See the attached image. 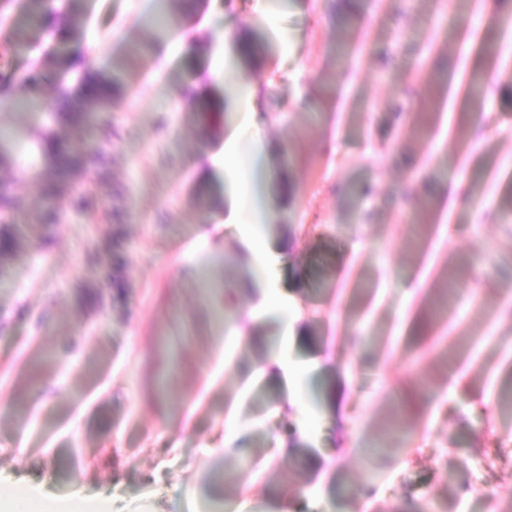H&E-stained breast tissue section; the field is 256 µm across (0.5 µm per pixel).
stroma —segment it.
Here are the masks:
<instances>
[{
    "label": "stroma",
    "mask_w": 512,
    "mask_h": 512,
    "mask_svg": "<svg viewBox=\"0 0 512 512\" xmlns=\"http://www.w3.org/2000/svg\"><path fill=\"white\" fill-rule=\"evenodd\" d=\"M50 24L72 31L76 72L125 62V88L67 133L91 145L112 129V197L42 223L29 146L44 118L17 102L53 99L57 67L42 28H28L29 51L0 33V134L13 147L0 190L15 202L0 223L14 235L0 257V486L30 489L35 506L126 512L247 499L254 512H497L512 500V418L497 401L512 363V0L494 16L467 0L452 13L442 0H283L266 15L258 0H75ZM453 24L497 57L465 53ZM244 40L257 48L238 67L255 84L254 126L190 94L200 84L223 100L213 66ZM466 55L486 82L478 129L445 88ZM233 133L279 147L267 229L290 246L267 278L302 315L296 355L334 351L300 381L299 410L281 383L250 375L282 314L252 327L250 348L224 345L226 317L261 300L237 289L247 267L223 225L235 184L212 161ZM457 181L476 192L427 277L423 238ZM442 334L474 357L451 398L428 353ZM350 364L353 391L332 403ZM41 508L44 512H125V510H116L112 503L92 505L82 500L71 501L65 505L47 501L41 505Z\"/></svg>",
    "instance_id": "stroma-1"
}]
</instances>
